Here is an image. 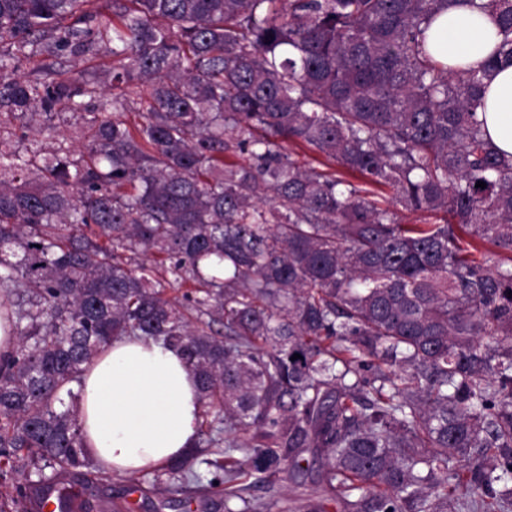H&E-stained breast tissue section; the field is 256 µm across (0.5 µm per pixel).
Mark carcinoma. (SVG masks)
<instances>
[{"instance_id": "obj_1", "label": "carcinoma", "mask_w": 512, "mask_h": 512, "mask_svg": "<svg viewBox=\"0 0 512 512\" xmlns=\"http://www.w3.org/2000/svg\"><path fill=\"white\" fill-rule=\"evenodd\" d=\"M97 2L0 0V313L17 336L0 465L23 452L34 494L94 512L72 494L106 474L78 386L135 336L197 380L194 449L151 470L160 492L195 487L187 512H512V155L477 118L512 62V0L485 4L502 39L481 71L426 49L448 0ZM99 52L107 68L75 74ZM67 112L80 150L43 146ZM255 472L297 493L254 497Z\"/></svg>"}]
</instances>
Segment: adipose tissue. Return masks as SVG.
I'll list each match as a JSON object with an SVG mask.
<instances>
[{"instance_id": "1", "label": "adipose tissue", "mask_w": 512, "mask_h": 512, "mask_svg": "<svg viewBox=\"0 0 512 512\" xmlns=\"http://www.w3.org/2000/svg\"><path fill=\"white\" fill-rule=\"evenodd\" d=\"M499 38L494 15L448 0L427 42L448 64L480 68ZM493 145L512 154V66L493 75L480 114ZM197 384L181 354L150 340L112 341L81 377L79 420L89 456L134 475L185 455L195 444Z\"/></svg>"}]
</instances>
